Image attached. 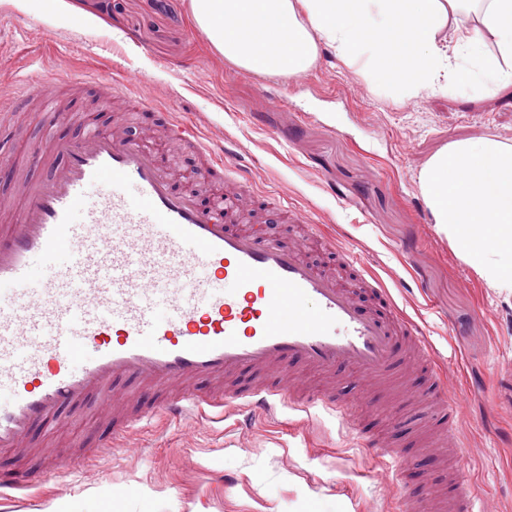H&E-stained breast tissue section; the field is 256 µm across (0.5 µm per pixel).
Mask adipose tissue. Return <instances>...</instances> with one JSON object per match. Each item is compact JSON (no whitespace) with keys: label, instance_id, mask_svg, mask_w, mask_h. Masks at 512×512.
Instances as JSON below:
<instances>
[{"label":"adipose tissue","instance_id":"adipose-tissue-1","mask_svg":"<svg viewBox=\"0 0 512 512\" xmlns=\"http://www.w3.org/2000/svg\"><path fill=\"white\" fill-rule=\"evenodd\" d=\"M188 0L233 65L299 76L321 46L403 95L512 82V0Z\"/></svg>","mask_w":512,"mask_h":512}]
</instances>
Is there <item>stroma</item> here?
<instances>
[{"mask_svg":"<svg viewBox=\"0 0 512 512\" xmlns=\"http://www.w3.org/2000/svg\"><path fill=\"white\" fill-rule=\"evenodd\" d=\"M39 0L0 6V98L36 57L33 77L61 59L75 74L132 75L139 95L163 89L174 119L223 146L257 189L284 190V206L321 225L359 255L440 353L460 403L469 444L456 477L488 512H512V294L487 287L433 222L418 176L457 140L512 146V84L401 100L369 86L356 68L322 48L299 77H260L218 54L195 28L185 0ZM280 105H273L269 92ZM78 125L48 123L28 108L0 112V165L25 163L24 148ZM190 414L132 430L126 448H102L93 467L68 458L28 491L9 493L0 512H67L84 494L91 512H398L401 497L439 490L442 473L402 484L382 449L362 447L323 409L279 408L248 426ZM230 467L231 480L215 474Z\"/></svg>","mask_w":512,"mask_h":512,"instance_id":"35a3bbf8","label":"stroma"}]
</instances>
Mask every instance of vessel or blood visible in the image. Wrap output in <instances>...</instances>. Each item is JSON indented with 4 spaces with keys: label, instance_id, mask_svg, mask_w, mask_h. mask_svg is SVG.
<instances>
[{
    "label": "vessel or blood",
    "instance_id": "vessel-or-blood-1",
    "mask_svg": "<svg viewBox=\"0 0 512 512\" xmlns=\"http://www.w3.org/2000/svg\"><path fill=\"white\" fill-rule=\"evenodd\" d=\"M134 77L100 80L109 123L32 147L46 176L12 175L16 200L0 202V493L29 490L84 443L32 448L30 435L94 405L104 446L156 416L319 405L343 417L347 401L394 387L425 398L445 447L460 448L455 401L436 349L393 294L352 252L341 272L310 246L335 248L319 225L257 192L226 165L223 147L173 121L166 102L129 95ZM26 101L58 113L59 78L22 76ZM162 117L166 133L133 140L125 114ZM201 164L205 196L175 187L172 152ZM278 210L282 232L245 219ZM401 512H481L450 482L444 499L402 500Z\"/></svg>",
    "mask_w": 512,
    "mask_h": 512
}]
</instances>
